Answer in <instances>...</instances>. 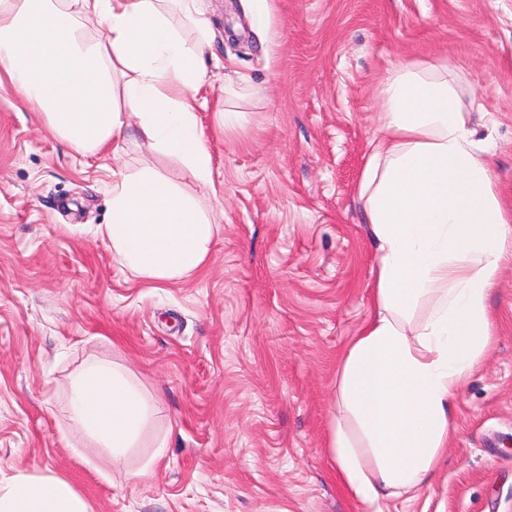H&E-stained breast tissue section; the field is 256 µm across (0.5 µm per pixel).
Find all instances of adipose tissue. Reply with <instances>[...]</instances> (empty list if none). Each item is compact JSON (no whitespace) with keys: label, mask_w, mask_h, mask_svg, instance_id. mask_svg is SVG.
<instances>
[{"label":"adipose tissue","mask_w":512,"mask_h":512,"mask_svg":"<svg viewBox=\"0 0 512 512\" xmlns=\"http://www.w3.org/2000/svg\"><path fill=\"white\" fill-rule=\"evenodd\" d=\"M88 18L101 25L92 39ZM210 42L203 0H0V75L65 147L94 156L134 131L206 187L212 156L190 93ZM379 95L382 134L358 186L377 256L373 313L338 357L328 446L349 495L387 512L434 475L455 397L489 349L512 213L447 62L394 69ZM109 194L100 234L131 276L160 287L206 269L217 226L195 197L152 167L115 175ZM69 389L64 412L116 464L158 411L114 362L86 364ZM0 512L91 510L64 478L18 475L0 476Z\"/></svg>","instance_id":"adipose-tissue-1"}]
</instances>
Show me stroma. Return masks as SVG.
Masks as SVG:
<instances>
[{
    "mask_svg": "<svg viewBox=\"0 0 512 512\" xmlns=\"http://www.w3.org/2000/svg\"><path fill=\"white\" fill-rule=\"evenodd\" d=\"M204 5L213 40L191 101L212 188L140 139L68 150L0 82V474L65 478L92 512H372L326 441L337 358L372 313L357 189L379 89L400 65L446 60L512 210V0H268L261 32L244 0ZM140 167L218 224L202 274L155 288L113 263L97 232L108 188ZM491 308L492 347L456 397L435 476L388 512H512L511 255ZM91 359L161 400L121 471L59 410Z\"/></svg>",
    "mask_w": 512,
    "mask_h": 512,
    "instance_id": "obj_1",
    "label": "stroma"
}]
</instances>
